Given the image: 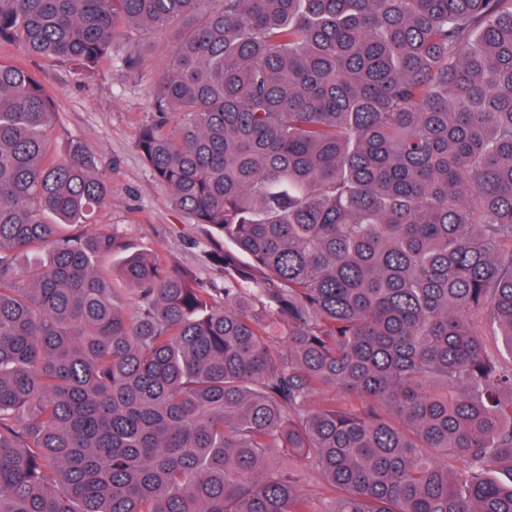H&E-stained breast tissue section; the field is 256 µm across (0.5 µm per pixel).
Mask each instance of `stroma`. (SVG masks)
<instances>
[{
    "instance_id": "35a3bbf8",
    "label": "stroma",
    "mask_w": 512,
    "mask_h": 512,
    "mask_svg": "<svg viewBox=\"0 0 512 512\" xmlns=\"http://www.w3.org/2000/svg\"><path fill=\"white\" fill-rule=\"evenodd\" d=\"M126 52L125 45H116L111 65L81 80L68 65L47 67L34 59L24 65L55 95L58 150L80 140L108 167L112 201L98 213L97 223L115 229L133 247L190 268L204 284L223 285V271L202 257L204 229L175 208L169 190L154 181L135 147L151 114L154 65L148 59L138 70L124 71Z\"/></svg>"
}]
</instances>
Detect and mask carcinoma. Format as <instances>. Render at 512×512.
Wrapping results in <instances>:
<instances>
[{"instance_id":"obj_1","label":"carcinoma","mask_w":512,"mask_h":512,"mask_svg":"<svg viewBox=\"0 0 512 512\" xmlns=\"http://www.w3.org/2000/svg\"><path fill=\"white\" fill-rule=\"evenodd\" d=\"M117 43L224 286L96 223L0 61V512H314L282 456L326 512H512V0H0L47 66ZM300 475L299 485L304 493L310 498L316 512H322L329 504L325 502L326 494L322 488L321 480L317 475L305 467L298 473Z\"/></svg>"}]
</instances>
